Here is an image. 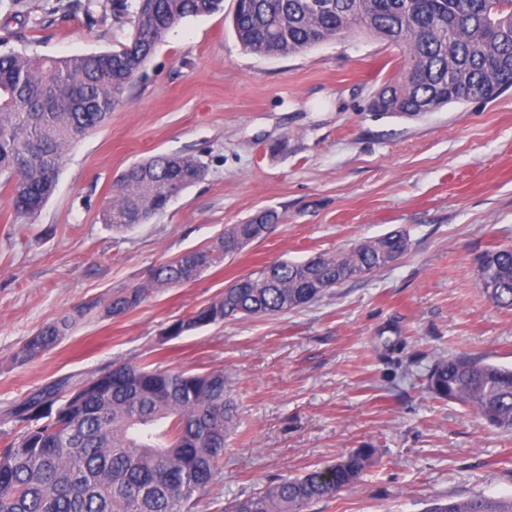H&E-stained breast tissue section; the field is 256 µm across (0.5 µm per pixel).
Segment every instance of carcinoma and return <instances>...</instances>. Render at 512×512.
I'll return each mask as SVG.
<instances>
[{"label":"carcinoma","mask_w":512,"mask_h":512,"mask_svg":"<svg viewBox=\"0 0 512 512\" xmlns=\"http://www.w3.org/2000/svg\"><path fill=\"white\" fill-rule=\"evenodd\" d=\"M224 0H112V20L129 26L126 42L106 52L62 58L0 52V183L11 206L40 211L55 187L66 149L104 124L123 102L156 44L189 17L211 15ZM230 27L243 50L265 57L298 54L363 32L403 53L399 77L381 85L370 109L415 117L450 103L492 101L512 88V0H236ZM191 154H158L134 163L114 182L100 220L117 230L165 210L171 196L205 178ZM268 209L232 224L201 248L204 270L221 265L230 241L257 226L277 228ZM401 231L355 242L316 263L277 261L234 281L224 294L166 328L176 338L238 317L286 314L379 271L403 255ZM478 285L497 308L512 310V246L477 259ZM201 273L177 258L153 268L148 283L112 296L115 318L139 308L158 288ZM74 317L48 323L16 354L20 363L53 349ZM435 398L469 408L512 433V368L469 354L434 359L424 374ZM23 425L0 449V512H195L207 489L224 478V441L238 423L224 369L191 373L152 361L116 363L86 382L59 381L12 411ZM375 448H359L324 469L270 482L227 512H306L358 483ZM427 512H512V499L449 497Z\"/></svg>","instance_id":"cac0c4a2"}]
</instances>
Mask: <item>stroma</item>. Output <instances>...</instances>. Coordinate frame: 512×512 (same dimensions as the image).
<instances>
[{
	"label": "stroma",
	"instance_id": "obj_1",
	"mask_svg": "<svg viewBox=\"0 0 512 512\" xmlns=\"http://www.w3.org/2000/svg\"><path fill=\"white\" fill-rule=\"evenodd\" d=\"M67 2L0 0V36L51 57L125 41L112 0H91V29L66 16ZM234 8L224 0L222 11L165 34L107 122L65 152L35 216L16 214L0 187V448L20 432L11 412L30 394L151 359L190 372L223 368L236 390L241 423L224 449V481L201 512H223L280 476L369 446L379 456L362 480L310 512H425L436 498H512V434L420 384L439 356L512 365V310L481 292L474 262L512 245V90L410 119L379 116L368 104L397 76L400 49L356 33L259 57L228 28ZM185 153L206 166L202 181L148 223L116 232L101 222L123 170ZM266 208L284 216L272 235L195 282L108 314L113 294L144 282L154 265ZM394 230L407 233V253L313 304L163 336L242 274ZM79 308L55 348L14 362L28 336Z\"/></svg>",
	"mask_w": 512,
	"mask_h": 512
}]
</instances>
